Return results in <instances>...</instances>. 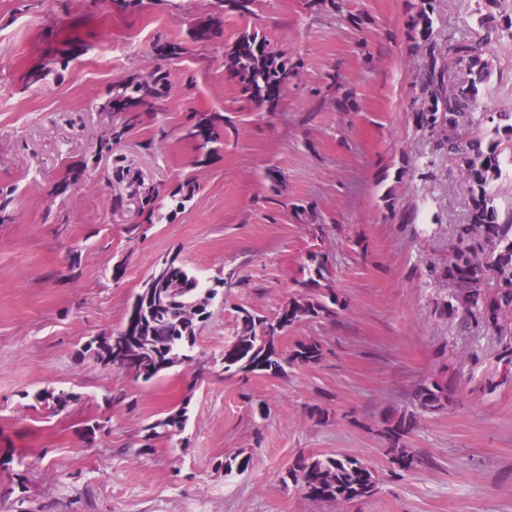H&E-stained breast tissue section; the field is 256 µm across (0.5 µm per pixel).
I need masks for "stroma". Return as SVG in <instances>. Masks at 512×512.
Wrapping results in <instances>:
<instances>
[{"instance_id":"stroma-1","label":"stroma","mask_w":512,"mask_h":512,"mask_svg":"<svg viewBox=\"0 0 512 512\" xmlns=\"http://www.w3.org/2000/svg\"><path fill=\"white\" fill-rule=\"evenodd\" d=\"M306 3L256 0L242 18L215 0H0V195L13 215L0 224V512H512V365L493 330L440 313L448 286L429 275L447 264L468 200L416 120L423 55L408 32L421 0H336L315 13ZM477 3L435 0L432 40L477 34ZM215 15L222 37L194 41L192 26ZM247 28L300 64L273 113L241 107L224 74ZM73 38L82 48L66 64ZM157 41L184 51L157 62ZM487 56L481 103L512 111V39ZM157 67L170 81L161 111L97 154L121 120L102 100ZM34 70L43 78L28 82ZM205 112L223 113L224 146L200 164L181 134ZM117 160L130 181L113 178ZM76 165L79 179L57 193ZM190 179L185 208L166 203V219L142 223L147 193ZM313 251L346 307L300 323L282 347L312 337L322 360L284 378L228 376L238 308L276 313L299 294ZM165 255L218 294L192 362L146 383L97 363L88 344L121 328ZM433 379L450 401L421 415L407 437L419 462L399 469L383 420ZM44 390L75 399L55 413L35 404ZM182 405L184 432L143 451L146 427ZM336 452L372 468L374 495L316 502L286 480L297 457ZM235 454L250 466L225 474Z\"/></svg>"}]
</instances>
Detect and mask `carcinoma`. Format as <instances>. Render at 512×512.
I'll use <instances>...</instances> for the list:
<instances>
[{"label":"carcinoma","mask_w":512,"mask_h":512,"mask_svg":"<svg viewBox=\"0 0 512 512\" xmlns=\"http://www.w3.org/2000/svg\"><path fill=\"white\" fill-rule=\"evenodd\" d=\"M486 12L480 14L479 26L484 34L462 36L448 42L446 50L429 40L433 24L434 0H422L413 22L412 38L424 41L427 64L417 74L421 106L416 112L418 124L440 135L439 146L459 167L460 188L468 195L467 221L455 226L448 244V265L432 268L437 278L448 281V302L441 312H459L462 319L475 327L494 329L509 337L502 353L512 364V327L501 323L503 314L512 312V207L502 211L492 192L501 176L504 150L512 148V112L478 110V101L490 76L491 64L485 47L501 38H512V0H482ZM255 0H218L219 10L227 9L241 17L254 15ZM216 23L198 22L193 38L199 42L219 37ZM183 47L173 42L154 45V56L169 60L182 54ZM226 78L239 84L243 102L277 110L289 84L298 76V65L286 54L270 48L268 40L255 30L241 32L224 53ZM168 74L157 67L145 74L112 87L102 110L125 114L120 127L113 128L111 139L122 136L141 124L143 107L162 97ZM224 116L206 114L186 129L185 139L204 158L215 151L221 141ZM158 195L145 199L141 210L145 222L152 224L165 218ZM308 277L299 282L301 295L284 302L271 316L241 311L235 329V341L224 346V372L234 375L265 374L281 377L287 368L310 366L321 361V344L311 338L299 340L285 352L281 341L289 330L305 320H335L338 294L322 283L329 270L322 254L312 252L306 266ZM152 291L146 303L138 306L139 322L144 334L117 358L112 354V336L95 340L92 354L105 367L132 372L148 382L175 366L189 362V352L196 345L200 323L210 317L208 306L217 291L201 277L192 274L177 257L167 269L154 267ZM71 395L44 391L37 400L54 409H63ZM448 383L433 380L419 385L412 395L414 410L391 414L385 419L388 454L402 470L416 462L404 439L417 425V412L433 413L446 408ZM187 407L181 406L156 420L150 427L152 436L174 435L185 428ZM289 479L303 490L307 498L320 502L348 503L368 498L377 490L372 468L357 457L346 454L300 457L287 471Z\"/></svg>","instance_id":"carcinoma-1"}]
</instances>
